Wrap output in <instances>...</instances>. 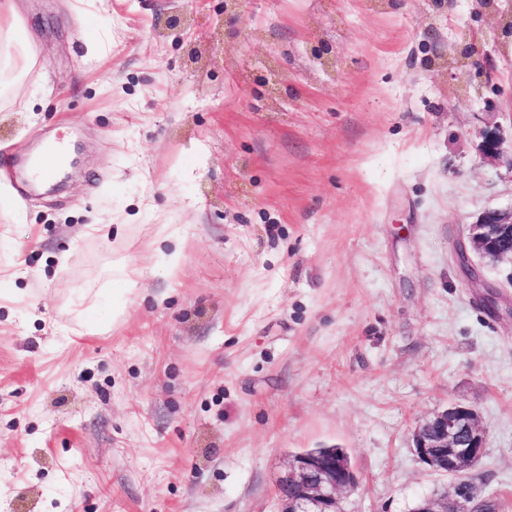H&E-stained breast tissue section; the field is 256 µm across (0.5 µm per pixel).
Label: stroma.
<instances>
[{
  "instance_id": "35a3bbf8",
  "label": "stroma",
  "mask_w": 512,
  "mask_h": 512,
  "mask_svg": "<svg viewBox=\"0 0 512 512\" xmlns=\"http://www.w3.org/2000/svg\"><path fill=\"white\" fill-rule=\"evenodd\" d=\"M15 3L0 512H277L290 455L332 446L343 512H409L452 403L512 512V261L467 248L512 210V0ZM52 138L81 161L31 185Z\"/></svg>"
}]
</instances>
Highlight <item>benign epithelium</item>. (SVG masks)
Returning <instances> with one entry per match:
<instances>
[{"label": "benign epithelium", "mask_w": 512, "mask_h": 512, "mask_svg": "<svg viewBox=\"0 0 512 512\" xmlns=\"http://www.w3.org/2000/svg\"><path fill=\"white\" fill-rule=\"evenodd\" d=\"M468 239L484 257L512 260V211L486 214L469 226ZM485 447V432L471 407L451 404L419 422L413 433L415 454L432 471L455 481L417 501L409 512H477L484 497L469 480V471L483 457ZM354 483L343 449L297 453L276 483L279 512H342L340 498Z\"/></svg>", "instance_id": "1"}]
</instances>
